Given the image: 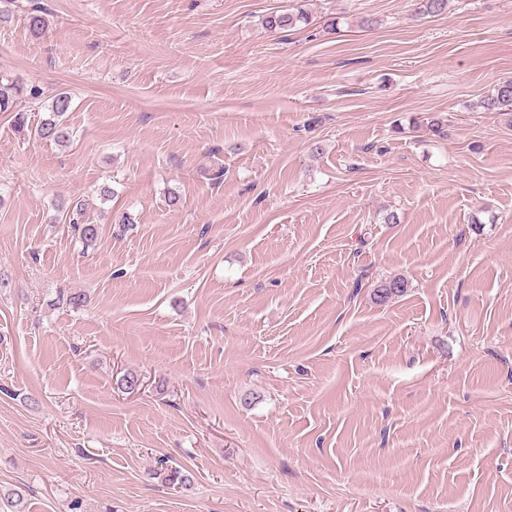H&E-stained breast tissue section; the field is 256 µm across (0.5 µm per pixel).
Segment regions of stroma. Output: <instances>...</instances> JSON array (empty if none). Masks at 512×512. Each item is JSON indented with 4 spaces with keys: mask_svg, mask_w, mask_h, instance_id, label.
Masks as SVG:
<instances>
[{
    "mask_svg": "<svg viewBox=\"0 0 512 512\" xmlns=\"http://www.w3.org/2000/svg\"><path fill=\"white\" fill-rule=\"evenodd\" d=\"M41 2L36 40L0 0V74L70 93L72 136L0 112V495L512 512V114L480 105L512 0H306L286 33L296 0ZM309 13L298 7L296 11H273L261 17L260 24L268 32L281 33L293 29L301 24L310 23ZM408 288V282L403 277H392L382 281L373 290V298L379 304H384L396 297L402 296Z\"/></svg>",
    "mask_w": 512,
    "mask_h": 512,
    "instance_id": "1",
    "label": "stroma"
}]
</instances>
